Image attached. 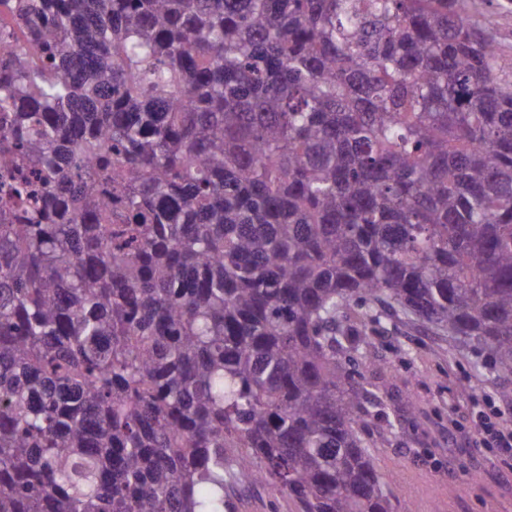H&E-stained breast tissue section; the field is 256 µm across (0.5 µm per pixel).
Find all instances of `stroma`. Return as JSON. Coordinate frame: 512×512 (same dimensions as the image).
Instances as JSON below:
<instances>
[{
    "label": "stroma",
    "instance_id": "1",
    "mask_svg": "<svg viewBox=\"0 0 512 512\" xmlns=\"http://www.w3.org/2000/svg\"><path fill=\"white\" fill-rule=\"evenodd\" d=\"M365 329L370 360L353 371L379 411L370 432L388 434L373 454L394 512H512V470L496 449L466 445L479 412L512 421V396L497 394L493 373L430 325L397 316L385 330Z\"/></svg>",
    "mask_w": 512,
    "mask_h": 512
}]
</instances>
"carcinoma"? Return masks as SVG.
<instances>
[{
    "label": "carcinoma",
    "instance_id": "obj_1",
    "mask_svg": "<svg viewBox=\"0 0 512 512\" xmlns=\"http://www.w3.org/2000/svg\"><path fill=\"white\" fill-rule=\"evenodd\" d=\"M467 0H0V512H393L353 304L512 395V55ZM263 492L257 498H247L234 504L231 512H297L293 509L288 497L262 483Z\"/></svg>",
    "mask_w": 512,
    "mask_h": 512
}]
</instances>
